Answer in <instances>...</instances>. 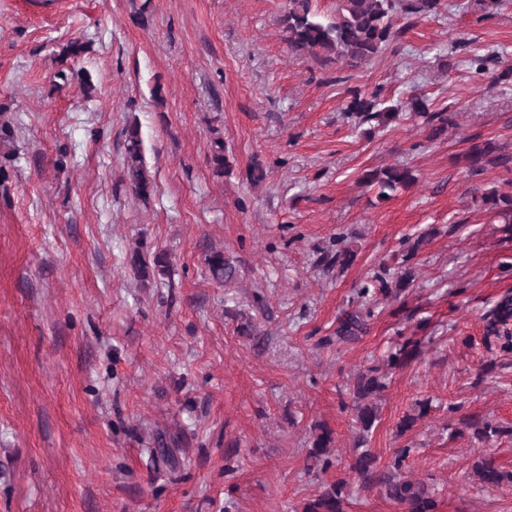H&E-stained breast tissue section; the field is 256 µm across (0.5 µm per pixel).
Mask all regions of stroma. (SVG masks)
Wrapping results in <instances>:
<instances>
[{"mask_svg": "<svg viewBox=\"0 0 512 512\" xmlns=\"http://www.w3.org/2000/svg\"><path fill=\"white\" fill-rule=\"evenodd\" d=\"M448 2L351 67L292 52L286 0H0V512H302L339 480L345 512H402L352 472L362 447L382 473L408 449L401 474L438 512H512V482L474 472L512 471V353L483 321L512 296V224L473 199L512 170L466 160L476 141L512 153V0L489 19ZM354 87L395 107L421 92L454 121L435 140L405 113L356 126ZM133 124L146 198L124 166ZM396 165L417 181L390 199L361 184ZM417 237L409 287L359 298ZM342 246L351 265H327ZM212 250L235 281L212 280ZM136 251L167 254L170 278L138 280ZM354 310L368 332L337 342ZM372 367L388 378L365 433L351 388ZM475 417L502 435L478 443ZM159 436L175 466L151 463ZM476 467L479 480L485 486H499L505 479H512L511 473L500 470L490 459L481 460Z\"/></svg>", "mask_w": 512, "mask_h": 512, "instance_id": "stroma-1", "label": "stroma"}]
</instances>
